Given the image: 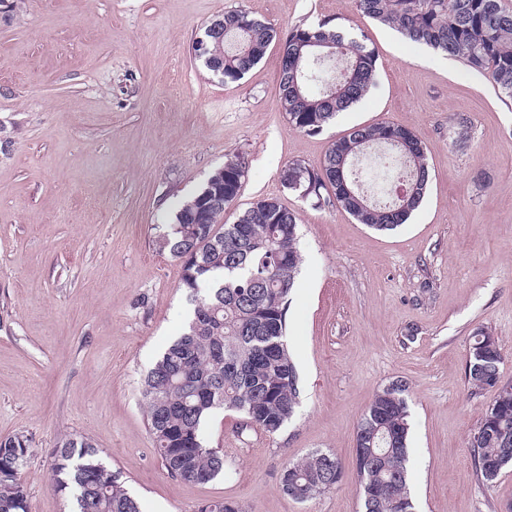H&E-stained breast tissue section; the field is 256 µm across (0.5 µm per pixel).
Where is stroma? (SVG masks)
<instances>
[{"label":"stroma","instance_id":"obj_1","mask_svg":"<svg viewBox=\"0 0 512 512\" xmlns=\"http://www.w3.org/2000/svg\"><path fill=\"white\" fill-rule=\"evenodd\" d=\"M240 7L282 34L352 17L378 55L374 86L320 134L290 128L280 43L228 83L192 53L205 25ZM382 122L425 146L430 181L406 224L378 232L282 184L289 162L320 166L336 139ZM237 153L249 171L225 223L263 197L299 217L287 338L300 405L273 436L216 410L203 434L226 466L198 484L167 474L140 395L191 312L182 266L155 240ZM480 329L498 337L512 379V100L483 74L354 14L352 0H0V436L33 439L28 512H72L47 480L68 434L94 444L141 512L210 499L361 512L355 428L399 379L415 512H504L512 467L486 488L469 444L493 397L466 380ZM316 449L336 453L342 479L295 500L282 472Z\"/></svg>","mask_w":512,"mask_h":512}]
</instances>
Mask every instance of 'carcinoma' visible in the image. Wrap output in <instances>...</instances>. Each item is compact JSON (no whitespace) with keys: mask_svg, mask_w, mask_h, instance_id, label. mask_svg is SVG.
<instances>
[{"mask_svg":"<svg viewBox=\"0 0 512 512\" xmlns=\"http://www.w3.org/2000/svg\"><path fill=\"white\" fill-rule=\"evenodd\" d=\"M358 14L397 29L411 41L463 60L485 74L498 93L512 99V8L504 0H355ZM207 53L195 58L226 82L241 80L281 41L279 103L288 124L307 135L321 133L337 115L368 94L376 76V53L351 26L322 19L298 25L284 37L246 9L228 11L207 27ZM381 148L400 162L401 190L376 199L365 189L356 161ZM248 166L245 156L224 160V175L179 205L174 223L156 246L182 262V287L192 306L183 332L162 353L142 383L148 431L172 477L207 483L225 468L224 454L208 446L205 420L218 408L240 413L273 436L300 404L299 379L287 341L289 296L299 273V218L276 199L257 201L224 223L225 208L238 196ZM314 208L332 202L359 223L393 231L419 207L428 183L425 148L394 123L356 127L332 143L320 167L292 161L280 174ZM332 191L333 198L324 196ZM489 352L480 368L470 366L471 388L496 389L470 438L477 474L488 484L490 460L512 455V387H496L503 354L498 337L480 330L469 353ZM407 383L379 390L356 427L357 444L369 463L357 459L362 509L413 512L409 488ZM32 438L17 432L0 437V512H27L24 470L34 454ZM342 464L330 450L316 449L282 475V490L301 487L306 498L336 488ZM51 489L74 501V512H141L140 505L85 437L57 442ZM198 512H244L232 500L205 501Z\"/></svg>","mask_w":512,"mask_h":512,"instance_id":"obj_1","label":"carcinoma"}]
</instances>
